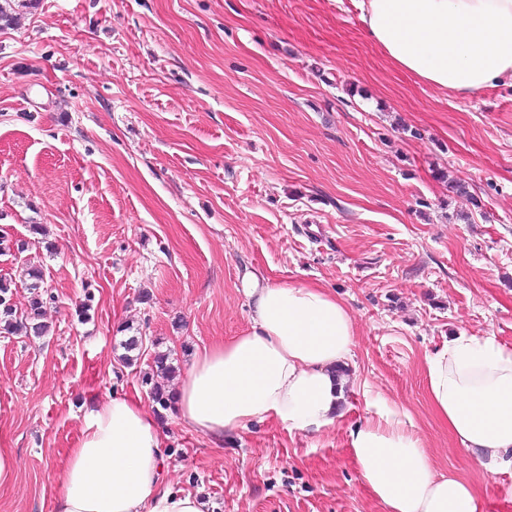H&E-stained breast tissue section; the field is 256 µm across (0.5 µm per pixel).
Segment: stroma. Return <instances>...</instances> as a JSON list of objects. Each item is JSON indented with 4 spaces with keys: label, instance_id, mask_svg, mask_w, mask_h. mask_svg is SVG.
I'll list each match as a JSON object with an SVG mask.
<instances>
[{
    "label": "stroma",
    "instance_id": "35a3bbf8",
    "mask_svg": "<svg viewBox=\"0 0 512 512\" xmlns=\"http://www.w3.org/2000/svg\"><path fill=\"white\" fill-rule=\"evenodd\" d=\"M32 2L0 28V276L48 330L0 333V512H53L89 410H153L156 354L175 389L250 330V272L347 307L340 415L218 440L167 410L163 487L208 512H386L348 440L395 411L481 512H512V468L460 450L425 369L462 334L512 347V81L463 96L398 71L354 0Z\"/></svg>",
    "mask_w": 512,
    "mask_h": 512
}]
</instances>
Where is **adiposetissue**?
I'll list each match as a JSON object with an SVG mask.
<instances>
[{
  "label": "adipose tissue",
  "mask_w": 512,
  "mask_h": 512,
  "mask_svg": "<svg viewBox=\"0 0 512 512\" xmlns=\"http://www.w3.org/2000/svg\"><path fill=\"white\" fill-rule=\"evenodd\" d=\"M366 35L393 66L464 95L512 76V0H357ZM253 328L206 349L176 393L181 421L219 439L271 415L292 431L339 415L355 327L316 285L249 275ZM430 403L482 466H512V348L461 336L426 359ZM162 434L140 399L90 412L58 475L54 512H207L160 485ZM352 459L386 512H480L468 482L436 473L423 439L398 412L351 432Z\"/></svg>",
  "instance_id": "adipose-tissue-1"
}]
</instances>
